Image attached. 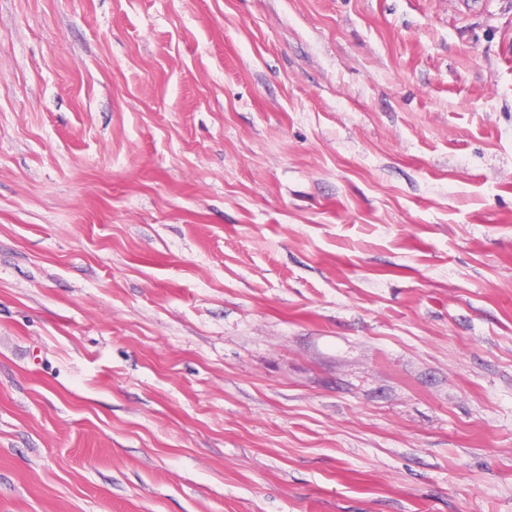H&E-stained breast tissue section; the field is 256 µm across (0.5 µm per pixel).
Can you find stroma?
I'll return each instance as SVG.
<instances>
[{"label": "stroma", "instance_id": "1", "mask_svg": "<svg viewBox=\"0 0 512 512\" xmlns=\"http://www.w3.org/2000/svg\"><path fill=\"white\" fill-rule=\"evenodd\" d=\"M0 512H512V0H0Z\"/></svg>", "mask_w": 512, "mask_h": 512}]
</instances>
